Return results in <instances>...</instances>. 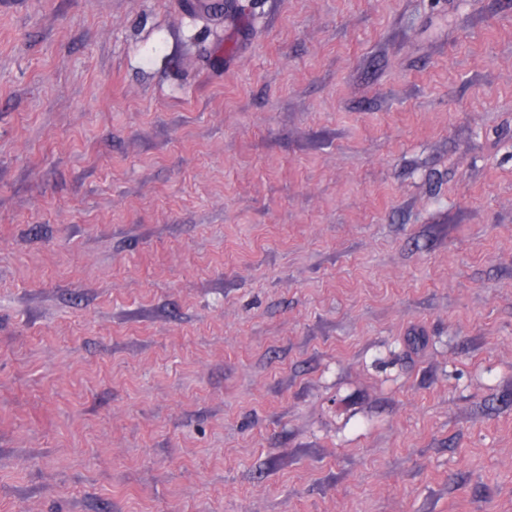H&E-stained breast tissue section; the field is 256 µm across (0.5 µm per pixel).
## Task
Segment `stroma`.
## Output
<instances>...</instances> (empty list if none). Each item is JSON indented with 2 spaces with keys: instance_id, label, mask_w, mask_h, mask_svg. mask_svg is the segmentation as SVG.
<instances>
[{
  "instance_id": "1",
  "label": "stroma",
  "mask_w": 512,
  "mask_h": 512,
  "mask_svg": "<svg viewBox=\"0 0 512 512\" xmlns=\"http://www.w3.org/2000/svg\"><path fill=\"white\" fill-rule=\"evenodd\" d=\"M0 512H512V0H0Z\"/></svg>"
}]
</instances>
